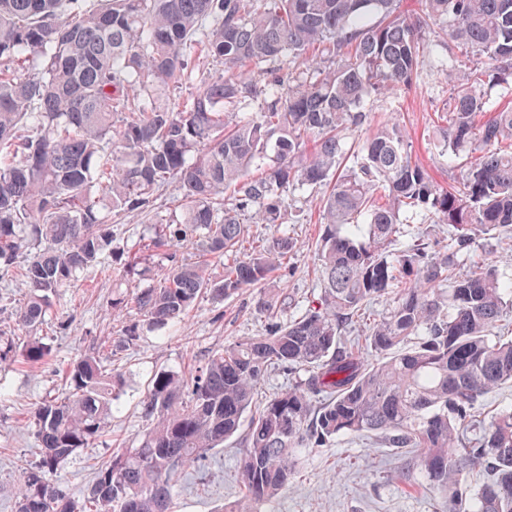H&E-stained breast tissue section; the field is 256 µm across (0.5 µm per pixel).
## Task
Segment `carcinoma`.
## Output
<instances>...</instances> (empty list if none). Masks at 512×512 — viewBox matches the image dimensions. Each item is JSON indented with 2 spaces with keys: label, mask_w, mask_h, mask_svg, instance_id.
I'll return each instance as SVG.
<instances>
[{
  "label": "carcinoma",
  "mask_w": 512,
  "mask_h": 512,
  "mask_svg": "<svg viewBox=\"0 0 512 512\" xmlns=\"http://www.w3.org/2000/svg\"><path fill=\"white\" fill-rule=\"evenodd\" d=\"M0 0V274L29 288L19 330L46 321L51 297L103 264L112 215L150 214L156 189L177 180L179 222L152 220L147 248L172 259L157 285L112 299L158 325L180 320L200 297L261 288L294 248L286 234L241 252L247 224H278L282 191L335 174L319 205L318 305L266 336L243 338L189 379L156 373L143 399L149 428L139 447L112 455L79 499L50 476L106 432L116 376L98 354L68 364L67 395L32 415L37 462L20 469L16 512H173L177 476L247 426L238 472L241 498L220 512H261L288 490L299 448L340 434L383 436L413 454L441 512H512V410L490 421L476 407L512 382V339L489 331L512 316V279L489 262L464 278L457 258L474 251L470 227L512 230V107L490 111L481 87L512 75V0ZM476 57L469 75L448 71L453 109L444 127L448 164L478 145L484 154L443 188L412 160L404 133L384 127L343 164L342 132L365 120L364 102L412 84L427 49L426 21ZM310 76L274 78L263 91L245 77L288 53ZM218 76L179 107L166 88L188 79L196 56ZM29 65L33 73H15ZM264 95L259 116L228 120V107ZM233 189L224 203V190ZM436 216L457 233L448 252L401 242L400 213ZM199 247L178 263L173 247ZM224 260L216 281L211 259ZM391 298L365 337L369 357L342 341L363 306ZM422 341L405 348L408 339ZM137 325L106 345L133 346ZM37 363L49 347L29 338ZM300 368L301 382L258 400L269 366ZM480 468L474 494L462 474Z\"/></svg>",
  "instance_id": "carcinoma-1"
}]
</instances>
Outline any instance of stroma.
Masks as SVG:
<instances>
[{"label": "stroma", "instance_id": "stroma-1", "mask_svg": "<svg viewBox=\"0 0 512 512\" xmlns=\"http://www.w3.org/2000/svg\"><path fill=\"white\" fill-rule=\"evenodd\" d=\"M460 54V48L447 36L432 38L409 88L367 101L364 122L344 132L346 149L356 151L378 129L396 126L407 133L413 158L440 186H457L463 170L449 166L438 131L444 126L443 115L453 106L446 77L448 61ZM322 194L319 186L286 188L283 225L248 227L250 237L266 239L285 232L296 243L274 274L277 295L273 310H260L258 290L247 288L223 299L203 296L180 323L165 327L152 325L135 309L116 316L109 307L113 296L155 284L162 263L160 255L139 244L151 234L149 218L137 213L116 216L107 259L110 275L81 277L52 299L47 320L55 327L64 325L65 330L44 334L50 355L39 363L18 355L10 364L0 365V512H15L20 467L36 461L39 454L29 421L32 411L43 400L66 393L65 369L81 354L122 334L126 325L138 324L139 341L112 359L121 385L109 431L94 447L79 451L54 477L55 483L76 497L108 465L113 452L140 444L148 427L142 401L155 373L165 370L192 376L213 352L245 336L266 335L315 305L321 293L315 252ZM401 220L406 241L420 239L430 250L447 251L452 227L424 213L407 212ZM476 238L482 248L475 257H459L458 277L468 275L474 259L480 258L492 262L502 278L511 279L512 235L481 231ZM133 260L144 269V276L132 281L121 278L123 267ZM27 295L20 277L0 276V340L20 337L15 311ZM238 458L239 441L234 438L184 470L178 479L174 512H219L224 502L243 496ZM439 510V501L426 489L411 456L396 454L370 439L340 435L327 446L300 449L287 491L262 512Z\"/></svg>", "mask_w": 512, "mask_h": 512}]
</instances>
